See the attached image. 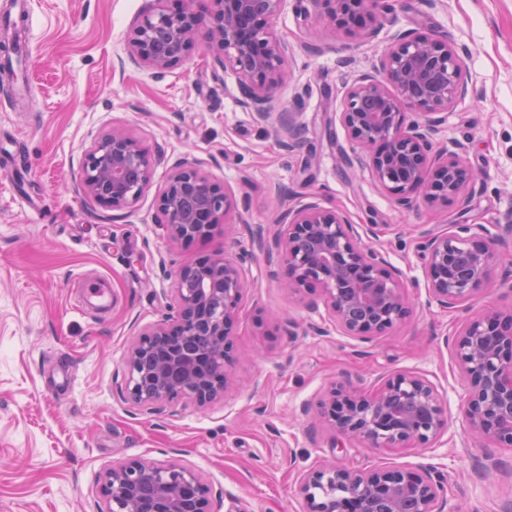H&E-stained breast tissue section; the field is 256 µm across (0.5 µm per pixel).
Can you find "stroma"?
I'll return each mask as SVG.
<instances>
[{"label": "stroma", "mask_w": 512, "mask_h": 512, "mask_svg": "<svg viewBox=\"0 0 512 512\" xmlns=\"http://www.w3.org/2000/svg\"><path fill=\"white\" fill-rule=\"evenodd\" d=\"M151 4L0 0V17L25 18L18 80L0 89V512H97L105 471L132 458L198 469L218 512H307L299 484L327 462L431 466L456 512H512V448L472 439L468 385L446 344L470 314L512 311V287L495 282L441 308L420 248L428 230L512 221V0H400L390 25L335 38L301 0H284L275 28L290 55L274 109L302 128L290 148L275 121L256 122L240 104L236 76L214 77L206 47L162 73L130 60L133 24ZM395 28L432 30L468 50L474 94L436 135L438 146L466 147L476 174L466 207L395 208L370 172L341 162L351 147L339 121L345 92ZM115 127L155 167L153 189L112 220L79 184L86 150ZM183 158L230 188L242 219L233 235L219 226L191 244L168 238L155 189ZM280 190L375 225L370 244L401 272L412 316L359 341L310 297L281 288L250 235L259 226L274 239ZM226 249L245 258L233 385L203 410L182 400L152 413L133 407L120 393L128 348L161 320L173 274ZM99 280L112 305L94 314L81 298ZM401 371L428 378L447 404V428L430 448H370L304 412L334 383L369 391Z\"/></svg>", "instance_id": "stroma-1"}]
</instances>
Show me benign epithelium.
<instances>
[{
	"label": "benign epithelium",
	"mask_w": 512,
	"mask_h": 512,
	"mask_svg": "<svg viewBox=\"0 0 512 512\" xmlns=\"http://www.w3.org/2000/svg\"><path fill=\"white\" fill-rule=\"evenodd\" d=\"M135 22L130 55L162 73L187 62L200 45L215 65L238 80L242 105L254 118H271L275 89L288 59V43L274 32L283 0H154ZM338 33L358 34L393 13L391 0H308ZM460 49L433 31L393 33L373 71L349 87L340 121L354 143L346 163L368 169L410 209L467 203L476 175L462 145L437 148L433 135L449 109L468 96ZM288 139L298 132L295 113H277ZM154 158L143 144L114 129L86 152L80 188L100 208L121 212L149 188ZM281 229L267 261L286 270L285 285L318 293L331 321L346 336L369 341L410 316L400 272L363 241L348 215L318 203L290 204L277 195ZM168 236L175 242L209 237L230 224L234 202L224 184L199 162H178L156 197ZM500 234L484 224H451L423 235L425 278L431 298L453 309L487 289L494 278ZM244 273L233 256L214 254L178 269L169 313L129 347L120 392L132 405L156 411L183 399L204 408L223 395L235 361L237 315ZM470 393L465 417L472 432L512 447V313L486 308L463 321L451 338ZM342 438L372 448L422 447L447 426L436 386L401 372L364 392L335 385L316 407ZM299 491L308 512H445L441 477L431 469L351 470L324 464L309 472ZM99 512H216L204 475L179 461L128 459L102 477Z\"/></svg>",
	"instance_id": "benign-epithelium-1"
}]
</instances>
